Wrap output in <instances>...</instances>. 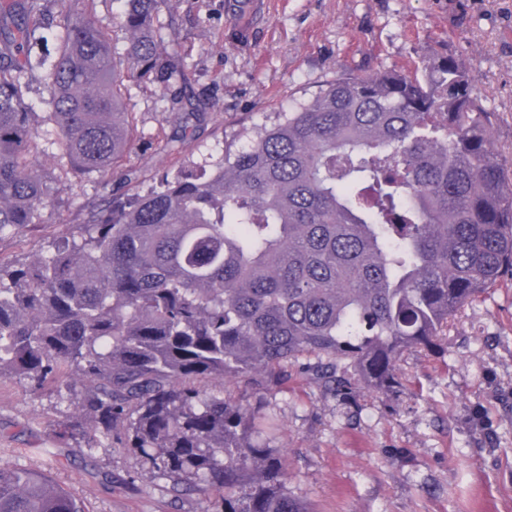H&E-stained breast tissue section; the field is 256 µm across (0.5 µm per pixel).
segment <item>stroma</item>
I'll return each instance as SVG.
<instances>
[{"label":"stroma","instance_id":"35a3bbf8","mask_svg":"<svg viewBox=\"0 0 512 512\" xmlns=\"http://www.w3.org/2000/svg\"><path fill=\"white\" fill-rule=\"evenodd\" d=\"M175 0L161 13L162 49L186 68L168 91L132 86L135 125L124 161L143 186L158 174L245 145L345 73L400 70L452 55L499 114L497 143L512 157V0ZM35 164L50 198L40 223L0 235V260L44 253L90 210L125 194L118 177L76 176L47 148L46 93L33 84ZM196 118H188V109ZM185 135L169 150L171 137ZM442 353L412 350L401 387L345 397L324 392L300 364L262 393L279 429L288 487L305 512H512V281L457 315ZM81 416L70 393L41 394L0 377V462L44 471L90 512H219L221 495L176 496L121 431L64 437Z\"/></svg>","mask_w":512,"mask_h":512}]
</instances>
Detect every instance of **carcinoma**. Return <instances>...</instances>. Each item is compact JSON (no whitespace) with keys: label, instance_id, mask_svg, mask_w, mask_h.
Listing matches in <instances>:
<instances>
[{"label":"carcinoma","instance_id":"carcinoma-1","mask_svg":"<svg viewBox=\"0 0 512 512\" xmlns=\"http://www.w3.org/2000/svg\"><path fill=\"white\" fill-rule=\"evenodd\" d=\"M0 0V235L49 202L33 162L28 87L48 94L75 173L114 174L132 143L124 96L185 80L160 49L173 0H126L124 59L69 0ZM495 112L451 55L413 72L347 73L221 159L108 201L48 252L0 260V376L51 393L61 372L82 432L121 427L172 486L223 491L221 512H304L262 402L202 392L200 376L270 391L290 363L328 391L399 384L457 313L512 277V160ZM0 512H87L42 470L0 464Z\"/></svg>","mask_w":512,"mask_h":512}]
</instances>
